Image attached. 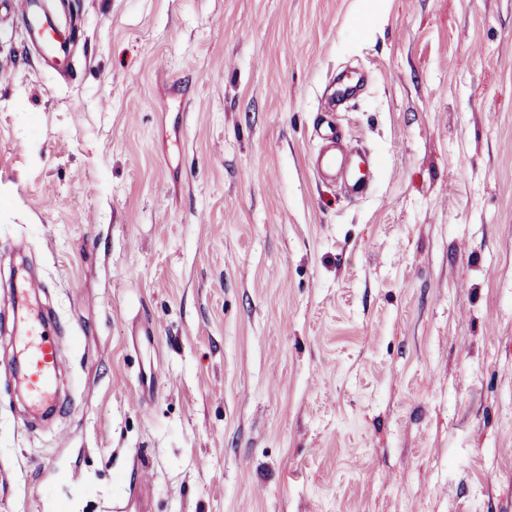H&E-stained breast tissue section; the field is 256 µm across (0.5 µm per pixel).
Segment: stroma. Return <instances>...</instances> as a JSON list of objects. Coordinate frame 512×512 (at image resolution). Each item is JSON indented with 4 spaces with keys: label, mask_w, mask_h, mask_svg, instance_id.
<instances>
[{
    "label": "stroma",
    "mask_w": 512,
    "mask_h": 512,
    "mask_svg": "<svg viewBox=\"0 0 512 512\" xmlns=\"http://www.w3.org/2000/svg\"><path fill=\"white\" fill-rule=\"evenodd\" d=\"M49 7L65 80L0 0V271L73 406L25 428L0 349V512H512V0ZM316 132L323 144L315 159V168L324 174H336V168L341 169L345 163L344 154L336 152V128L330 123L321 124Z\"/></svg>",
    "instance_id": "stroma-1"
}]
</instances>
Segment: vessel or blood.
I'll use <instances>...</instances> for the list:
<instances>
[{
    "instance_id": "1",
    "label": "vessel or blood",
    "mask_w": 512,
    "mask_h": 512,
    "mask_svg": "<svg viewBox=\"0 0 512 512\" xmlns=\"http://www.w3.org/2000/svg\"><path fill=\"white\" fill-rule=\"evenodd\" d=\"M10 7L13 16L23 22L43 62L57 67L74 38L72 31L57 25L38 0H12ZM316 132L322 148L315 167L325 174L335 173L345 163L343 153L336 150V129L329 124L320 125ZM46 288L45 281L19 269L0 280V292L8 297L13 326L7 336L13 350L12 378L24 389L33 411L62 414L70 409L71 402L61 397L57 388L62 369L61 345L73 328L38 305L37 299Z\"/></svg>"
}]
</instances>
